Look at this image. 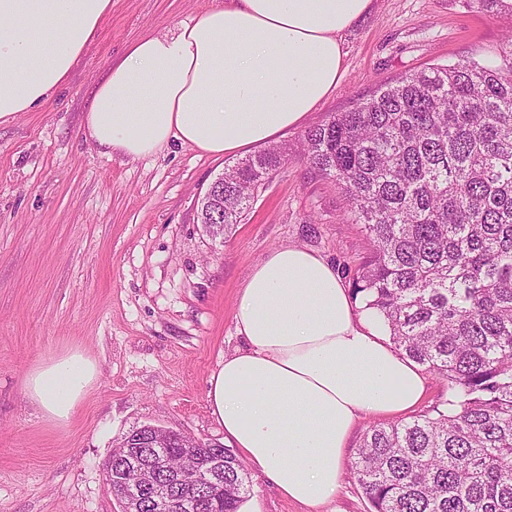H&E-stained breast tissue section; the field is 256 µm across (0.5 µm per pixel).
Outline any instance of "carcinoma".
Listing matches in <instances>:
<instances>
[{
	"instance_id": "1",
	"label": "carcinoma",
	"mask_w": 512,
	"mask_h": 512,
	"mask_svg": "<svg viewBox=\"0 0 512 512\" xmlns=\"http://www.w3.org/2000/svg\"><path fill=\"white\" fill-rule=\"evenodd\" d=\"M465 3L512 14V0ZM506 56L406 74L302 139L369 241L353 295L448 382L442 407L362 435L352 467L369 512H512V39ZM285 159L257 152L224 168V232ZM188 451L209 465V448L169 441L160 454L176 467ZM179 493L160 473L140 512ZM197 493V512H239L247 475L231 449L224 479Z\"/></svg>"
}]
</instances>
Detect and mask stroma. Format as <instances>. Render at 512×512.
<instances>
[{
	"label": "stroma",
	"mask_w": 512,
	"mask_h": 512,
	"mask_svg": "<svg viewBox=\"0 0 512 512\" xmlns=\"http://www.w3.org/2000/svg\"><path fill=\"white\" fill-rule=\"evenodd\" d=\"M224 0H112L93 43L43 107L0 125V512H122L105 464L132 427L223 440L210 376L243 347L235 299L277 247L299 245L344 281L369 251L335 181L289 155L245 219L212 237L200 200L227 158L173 140L151 156L105 154L83 117L111 63L147 33L173 30ZM512 17L464 0H372L346 31L336 89L272 139L295 146L330 115L405 74L472 58L497 64ZM78 347L100 375L66 427L23 394L37 359ZM240 512H311L249 471ZM351 462L318 512H368Z\"/></svg>",
	"instance_id": "obj_1"
}]
</instances>
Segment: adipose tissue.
<instances>
[{"label":"adipose tissue","mask_w":512,"mask_h":512,"mask_svg":"<svg viewBox=\"0 0 512 512\" xmlns=\"http://www.w3.org/2000/svg\"><path fill=\"white\" fill-rule=\"evenodd\" d=\"M371 0H226L131 44L84 115L104 153L133 159L177 139L216 156L270 141L330 94L343 34ZM112 0H0V124L44 104L67 81ZM245 345L209 379L208 402L232 447L288 499L319 508L339 487L361 416H399L427 379L396 350L376 311L358 310L330 263L274 249L236 299ZM98 365L72 349L23 379L43 418L66 426Z\"/></svg>","instance_id":"ef3b65f1"}]
</instances>
